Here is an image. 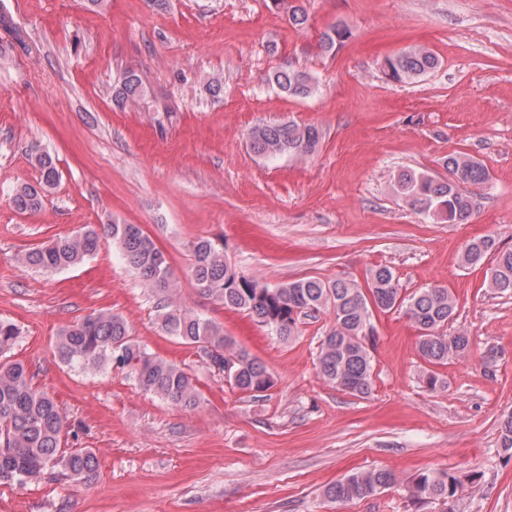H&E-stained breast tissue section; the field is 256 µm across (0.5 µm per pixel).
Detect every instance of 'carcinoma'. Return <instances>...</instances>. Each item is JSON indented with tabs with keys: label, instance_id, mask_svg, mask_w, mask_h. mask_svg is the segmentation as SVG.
Masks as SVG:
<instances>
[{
	"label": "carcinoma",
	"instance_id": "1",
	"mask_svg": "<svg viewBox=\"0 0 512 512\" xmlns=\"http://www.w3.org/2000/svg\"><path fill=\"white\" fill-rule=\"evenodd\" d=\"M283 8L288 22L302 29L308 15L300 0H272ZM0 27L13 44L26 47L27 32L11 18L0 14ZM352 36L351 29L334 24L320 34L319 48L332 54ZM437 57L424 48H408L386 58L384 74L406 83L438 68ZM270 84L288 96L308 97L315 84L312 77L284 62L269 75ZM144 94L142 79L135 73L123 76L115 93L118 102L133 101ZM320 131L313 125L282 121L257 126L249 132L251 149L260 156L276 159L285 155L306 156L315 151ZM34 167L39 172L36 184L17 186L12 202L20 211H36L46 191L54 188L59 172L52 156L38 145L29 147ZM444 165L449 179H438L426 172L403 168L393 177L395 193L421 215L439 218L450 224L473 220L472 189L489 181L487 169L465 154L450 155ZM109 237L139 280L159 297L163 313L161 328L176 341L195 347L214 369L224 371V356L236 360L226 380L234 388L252 395L264 393L274 385L266 365L224 336L222 328L184 308L176 299V288L165 255L138 224L112 222L100 228L85 226L76 233L59 237L51 244L34 249L19 259L23 268L44 272L65 270L81 264L97 251L101 238ZM192 275L201 293L225 307L244 312L269 328L281 341L298 332L299 316L323 310L334 315V325L325 332L318 360L323 379L358 397L370 393L374 366L364 344L373 334L372 313L401 311L419 329L417 350L431 364H441L451 356L470 351V337L464 332L448 334L444 327L455 313L456 304L448 289L424 288L412 295L403 294L394 271L385 265L369 270L367 287L344 279L324 281L304 277L269 288L240 274L224 256V244L212 239L192 243ZM492 257L489 288L512 296V249L502 250L490 236L472 240L464 260L469 265ZM18 337L17 327L0 320V358L11 351ZM60 361L83 371H99L118 366L137 380L146 392L180 407L197 408L202 396L192 376L178 365L161 359L143 348L129 332L126 321L99 310L75 320L61 331L55 345ZM68 418L55 400L32 383L28 369L20 361H0V484L36 482L48 470L60 467L75 482L94 478L99 467L96 454L80 448L61 449ZM500 448L512 458V411L499 421ZM397 476L385 469L354 472L325 490L333 501L364 499L397 484ZM460 481L441 470L419 473L412 481V497L419 502L445 501L454 496Z\"/></svg>",
	"mask_w": 512,
	"mask_h": 512
}]
</instances>
